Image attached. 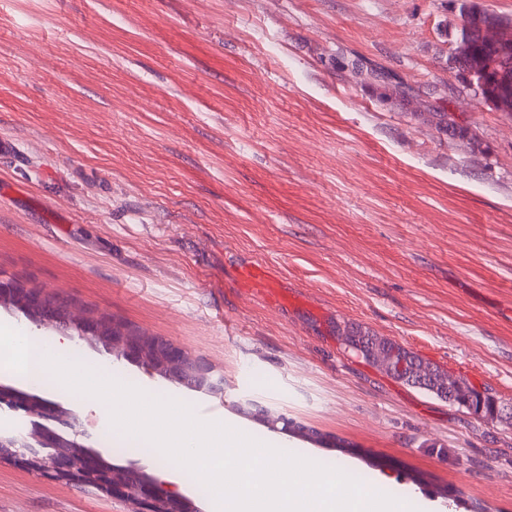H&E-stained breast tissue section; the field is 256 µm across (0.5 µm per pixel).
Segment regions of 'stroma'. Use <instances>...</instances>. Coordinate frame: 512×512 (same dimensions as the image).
Masks as SVG:
<instances>
[{
  "label": "stroma",
  "mask_w": 512,
  "mask_h": 512,
  "mask_svg": "<svg viewBox=\"0 0 512 512\" xmlns=\"http://www.w3.org/2000/svg\"><path fill=\"white\" fill-rule=\"evenodd\" d=\"M460 0H0V273L184 348L176 386L416 512H512V425L381 372L352 323L512 404V114ZM268 264L287 298L243 291ZM287 410L324 443L270 430ZM352 444L335 448V439ZM456 473L458 484L445 480ZM0 512H133L0 459ZM461 27L452 48V57L476 80L474 92L499 112H512V20L479 10L461 14ZM510 25V38L489 45L485 38L492 29Z\"/></svg>",
  "instance_id": "stroma-1"
}]
</instances>
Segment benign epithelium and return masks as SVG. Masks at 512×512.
Masks as SVG:
<instances>
[{"label": "benign epithelium", "instance_id": "7a95c632", "mask_svg": "<svg viewBox=\"0 0 512 512\" xmlns=\"http://www.w3.org/2000/svg\"><path fill=\"white\" fill-rule=\"evenodd\" d=\"M23 280L12 276L0 277V297L21 296L29 306L42 303L46 290L28 291L20 287ZM80 335L94 334L104 340L107 353L117 360H125L155 372L146 358L152 338L142 334L117 335L123 324L116 319L92 320L82 316L77 320ZM169 371L162 378L175 382L184 353L168 349ZM390 374L405 376L410 371L408 360L396 353L386 359ZM0 398L8 401L7 408L33 418L30 430L23 435L27 452L13 451L16 444L0 436V458H11L43 478L65 482L79 488H95L102 493L123 498L137 506L138 512H194V503L175 495L166 482L134 468L118 467L103 458L89 445L91 435L79 425L78 417L42 402L10 386L0 384ZM262 420L273 430L290 431L288 416L282 411L260 412Z\"/></svg>", "mask_w": 512, "mask_h": 512}]
</instances>
